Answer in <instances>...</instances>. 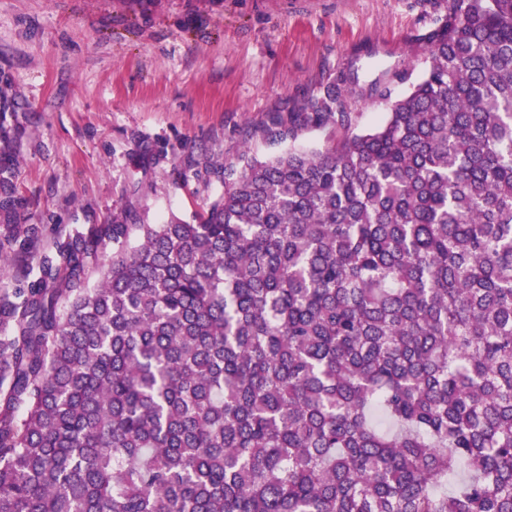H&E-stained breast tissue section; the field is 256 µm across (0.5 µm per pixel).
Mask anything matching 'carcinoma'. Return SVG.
I'll use <instances>...</instances> for the list:
<instances>
[{
    "label": "carcinoma",
    "instance_id": "1",
    "mask_svg": "<svg viewBox=\"0 0 512 512\" xmlns=\"http://www.w3.org/2000/svg\"><path fill=\"white\" fill-rule=\"evenodd\" d=\"M261 130L197 224H90L0 288V512H512V0H448ZM35 228L0 226V274ZM390 111V101L375 96H360L348 101L347 112H352L358 129H370L382 123ZM336 132V127L330 125L322 128H309L299 134L295 146L305 149L323 148L336 136Z\"/></svg>",
    "mask_w": 512,
    "mask_h": 512
}]
</instances>
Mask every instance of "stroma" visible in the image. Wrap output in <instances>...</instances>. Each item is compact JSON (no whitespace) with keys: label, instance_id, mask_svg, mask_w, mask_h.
Wrapping results in <instances>:
<instances>
[{"label":"stroma","instance_id":"obj_1","mask_svg":"<svg viewBox=\"0 0 512 512\" xmlns=\"http://www.w3.org/2000/svg\"><path fill=\"white\" fill-rule=\"evenodd\" d=\"M446 0H0V225L197 223L221 164L355 68L422 70Z\"/></svg>","mask_w":512,"mask_h":512}]
</instances>
